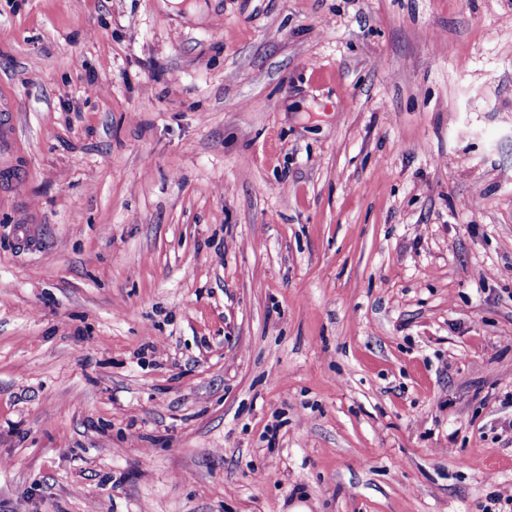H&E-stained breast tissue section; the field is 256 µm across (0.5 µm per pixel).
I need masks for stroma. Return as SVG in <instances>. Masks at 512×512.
I'll use <instances>...</instances> for the list:
<instances>
[{
	"instance_id": "obj_1",
	"label": "stroma",
	"mask_w": 512,
	"mask_h": 512,
	"mask_svg": "<svg viewBox=\"0 0 512 512\" xmlns=\"http://www.w3.org/2000/svg\"><path fill=\"white\" fill-rule=\"evenodd\" d=\"M0 512H486L512 485V0H0Z\"/></svg>"
}]
</instances>
